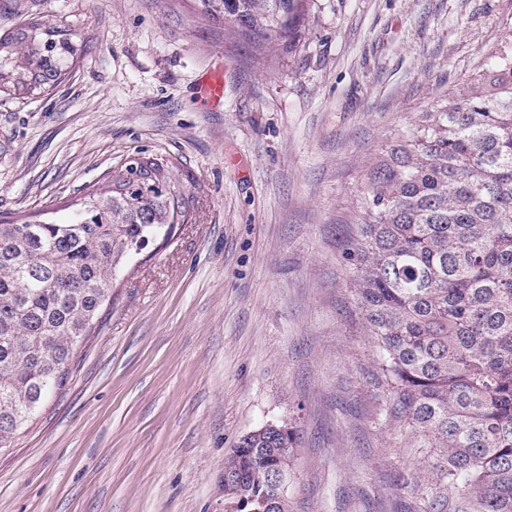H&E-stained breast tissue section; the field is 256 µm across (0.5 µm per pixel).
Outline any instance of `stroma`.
Here are the masks:
<instances>
[{
	"mask_svg": "<svg viewBox=\"0 0 512 512\" xmlns=\"http://www.w3.org/2000/svg\"><path fill=\"white\" fill-rule=\"evenodd\" d=\"M36 20L78 60L0 101V218L66 220L140 151L192 174L194 216L115 280L0 456V512H225V453L283 422L290 512H419L420 438L391 417L344 251L371 160L512 42V0H308L263 51L191 0H0V34ZM201 87L203 94L210 102L221 103L224 99L223 70L216 69L208 73Z\"/></svg>",
	"mask_w": 512,
	"mask_h": 512,
	"instance_id": "35a3bbf8",
	"label": "stroma"
}]
</instances>
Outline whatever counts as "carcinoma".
I'll return each instance as SVG.
<instances>
[{
	"mask_svg": "<svg viewBox=\"0 0 512 512\" xmlns=\"http://www.w3.org/2000/svg\"><path fill=\"white\" fill-rule=\"evenodd\" d=\"M199 15L264 46L294 34L306 0H192ZM77 49L33 22L0 37V96L59 84ZM112 168L64 222L0 221V454L69 383L77 346L112 303L117 273L150 239L191 222L189 172L143 157ZM345 259L380 351L395 421L428 451L423 512H512V49L442 96L371 164ZM296 444L286 424L224 455V500L288 512Z\"/></svg>",
	"mask_w": 512,
	"mask_h": 512,
	"instance_id": "1",
	"label": "carcinoma"
}]
</instances>
